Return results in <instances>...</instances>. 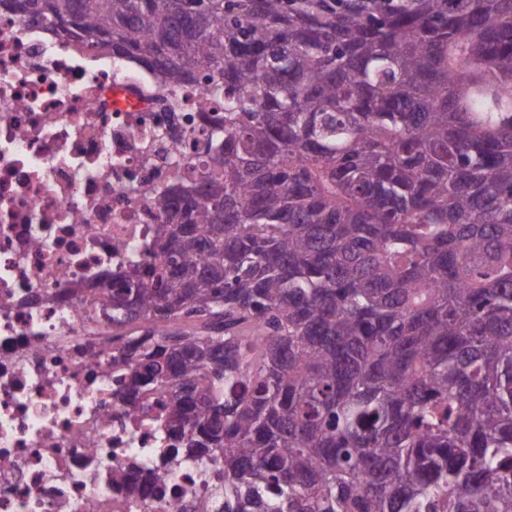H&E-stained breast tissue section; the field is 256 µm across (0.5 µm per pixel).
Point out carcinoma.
I'll list each match as a JSON object with an SVG mask.
<instances>
[{
    "label": "carcinoma",
    "instance_id": "carcinoma-1",
    "mask_svg": "<svg viewBox=\"0 0 512 512\" xmlns=\"http://www.w3.org/2000/svg\"><path fill=\"white\" fill-rule=\"evenodd\" d=\"M206 83L101 306L224 512H512V0H0Z\"/></svg>",
    "mask_w": 512,
    "mask_h": 512
}]
</instances>
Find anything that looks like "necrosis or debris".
Listing matches in <instances>:
<instances>
[{
  "label": "necrosis or debris",
  "mask_w": 512,
  "mask_h": 512,
  "mask_svg": "<svg viewBox=\"0 0 512 512\" xmlns=\"http://www.w3.org/2000/svg\"><path fill=\"white\" fill-rule=\"evenodd\" d=\"M149 80L111 45L0 6V512H199L223 469L174 457L121 397L94 301L113 275L156 264L151 189L205 172L164 137L176 123L205 139L200 112H165Z\"/></svg>",
  "instance_id": "obj_1"
}]
</instances>
